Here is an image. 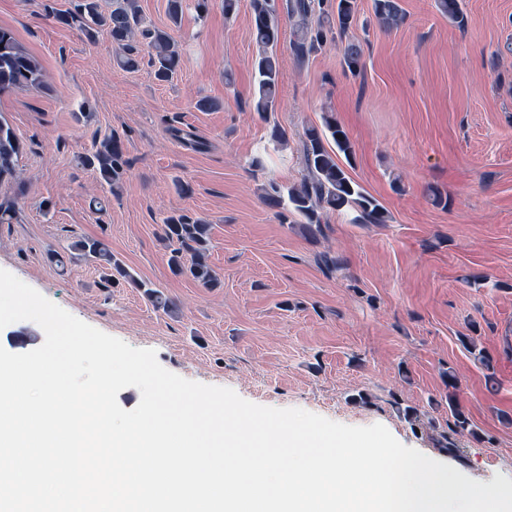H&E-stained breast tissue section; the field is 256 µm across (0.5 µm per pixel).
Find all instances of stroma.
Wrapping results in <instances>:
<instances>
[{
    "label": "stroma",
    "instance_id": "obj_1",
    "mask_svg": "<svg viewBox=\"0 0 512 512\" xmlns=\"http://www.w3.org/2000/svg\"><path fill=\"white\" fill-rule=\"evenodd\" d=\"M139 5L183 48L169 83L155 81L149 59L121 70L109 42L89 45L58 23L71 0H0V28L46 79L0 93V118L22 144L16 178L0 183V204L17 210L0 224V269L155 350L183 378L345 425L379 423L474 480L512 479V0H463L462 28L435 0H401L405 20L388 31L372 0H358L344 40L302 64L283 22L277 108L265 115L253 107L250 0L229 18L211 0L205 17L185 11L176 27L167 0ZM347 41L362 48L360 71L343 62ZM202 97L219 109L198 111ZM328 112L354 146L349 176L386 223L329 211L312 235L264 202L263 185L303 180L304 132ZM277 127L284 143L272 138ZM105 131L128 160L112 186L77 163ZM436 190L446 205L433 202ZM174 211L209 222L221 288L171 271L161 225ZM80 238L104 240L134 281L105 282L71 252ZM327 251L341 261L332 274L319 264ZM54 253L64 265L51 263ZM138 279L175 310L155 309ZM469 333L490 364L462 345ZM450 370L471 421L462 433L451 430ZM408 406L416 419H405Z\"/></svg>",
    "mask_w": 512,
    "mask_h": 512
}]
</instances>
